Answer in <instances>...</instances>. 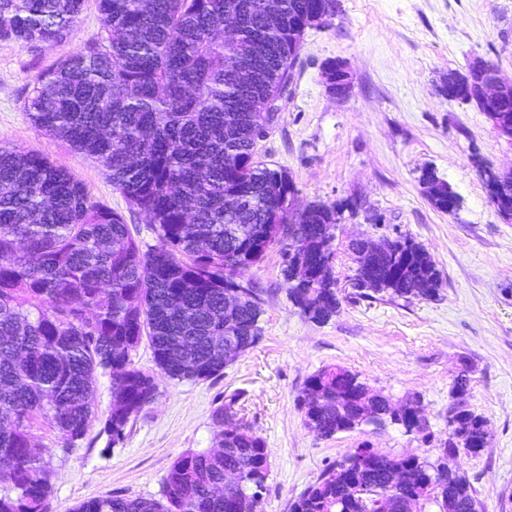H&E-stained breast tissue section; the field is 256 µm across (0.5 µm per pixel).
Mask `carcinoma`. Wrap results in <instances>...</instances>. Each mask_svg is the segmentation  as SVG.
<instances>
[{
    "label": "carcinoma",
    "instance_id": "carcinoma-1",
    "mask_svg": "<svg viewBox=\"0 0 512 512\" xmlns=\"http://www.w3.org/2000/svg\"><path fill=\"white\" fill-rule=\"evenodd\" d=\"M87 0H0V41L33 47L66 40ZM336 0H98L102 33L84 50L35 78L26 112L32 125L88 156L108 173L131 214L158 242L45 157L0 146V512H51L54 469L36 451L41 424L64 452L78 447L92 418L95 374L110 378L115 402L102 422L107 446L124 439L158 395L157 378L134 367L147 339L161 375L207 381L224 374V296H236L232 346L244 354L260 340L258 290L235 271L260 262L270 246L283 257L285 201L296 193L288 172L256 160L260 107L280 94L302 41L293 27L315 5ZM336 208L309 206L299 238L331 248ZM357 288L407 301L440 273L425 250L386 238L377 256L352 244ZM292 303L324 322L340 311L333 269L292 283ZM321 388L322 400H308ZM306 426L329 439L373 424L417 425L368 388L359 374L326 367L299 395ZM234 400L212 414L224 453L188 451L171 465L162 498L112 494L71 512H260L269 472L265 440L234 419ZM439 454H382L363 441L329 465L290 512H479L470 482L445 470L448 452L477 456L489 443L485 419L448 411ZM238 484L216 496L224 471ZM407 486L395 484L393 472Z\"/></svg>",
    "mask_w": 512,
    "mask_h": 512
}]
</instances>
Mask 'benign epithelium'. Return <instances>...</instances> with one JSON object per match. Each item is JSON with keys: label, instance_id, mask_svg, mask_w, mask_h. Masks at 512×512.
<instances>
[{"label": "benign epithelium", "instance_id": "obj_1", "mask_svg": "<svg viewBox=\"0 0 512 512\" xmlns=\"http://www.w3.org/2000/svg\"><path fill=\"white\" fill-rule=\"evenodd\" d=\"M326 85H336V94L345 95L352 87V75L345 64L336 62V70L326 71ZM449 99H464L476 102L484 112L494 130L512 145V114L507 113L505 103L512 100V81L504 79L500 71L488 66L481 58L468 65L464 74L450 73L442 84ZM484 178L499 190L493 202L499 214L512 222V169L509 171H484ZM291 280L301 281L310 267L327 268L332 260L320 252H310L304 256L290 253L288 258Z\"/></svg>", "mask_w": 512, "mask_h": 512}]
</instances>
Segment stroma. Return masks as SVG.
<instances>
[{"label":"stroma","instance_id":"stroma-1","mask_svg":"<svg viewBox=\"0 0 512 512\" xmlns=\"http://www.w3.org/2000/svg\"><path fill=\"white\" fill-rule=\"evenodd\" d=\"M99 31L97 2L87 0L65 41H0V146L48 158L125 215L129 206L101 167L34 128L25 110L36 75L81 52ZM475 57L512 79V0H336L335 13L306 30L257 158L288 171L297 209L351 201L332 242L339 313L323 323L301 314L288 298L281 251L270 248L241 274L259 290L261 339L221 377L160 380L157 400L111 448L99 434L113 402L103 375L95 382V418L76 450L62 453L56 432L38 430L40 451L56 471L52 512L114 493L160 497L178 455L214 447L219 428L212 414L233 394L236 419L270 451L261 512H290L294 499L360 442L381 453L435 454L465 369L463 400L485 418L489 444L477 456L458 453L449 465L470 482L484 512H512V223L499 215L482 177L486 167L512 168V145L476 104L440 93L443 78L465 72ZM331 60L353 75L347 96L326 88L322 68ZM425 168L457 193L455 213L430 203L418 180ZM399 236L420 244L435 264L437 299L388 302L360 297L352 287V242ZM327 366L359 373L392 402L419 398L424 433L389 425L317 437L297 396Z\"/></svg>","mask_w":512,"mask_h":512}]
</instances>
